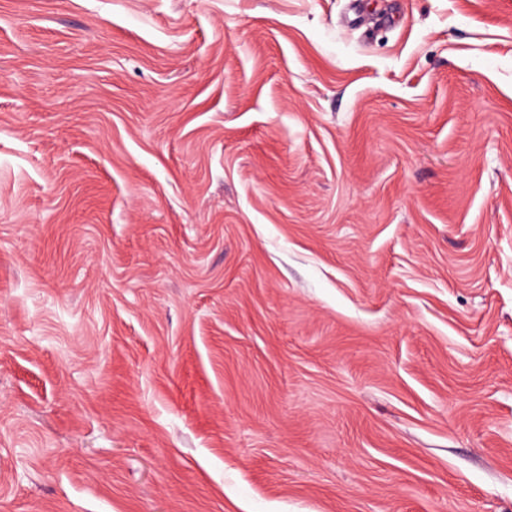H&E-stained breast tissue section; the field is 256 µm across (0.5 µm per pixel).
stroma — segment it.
Listing matches in <instances>:
<instances>
[{
	"mask_svg": "<svg viewBox=\"0 0 512 512\" xmlns=\"http://www.w3.org/2000/svg\"><path fill=\"white\" fill-rule=\"evenodd\" d=\"M0 512H512V0H0Z\"/></svg>",
	"mask_w": 512,
	"mask_h": 512,
	"instance_id": "obj_1",
	"label": "stroma"
}]
</instances>
